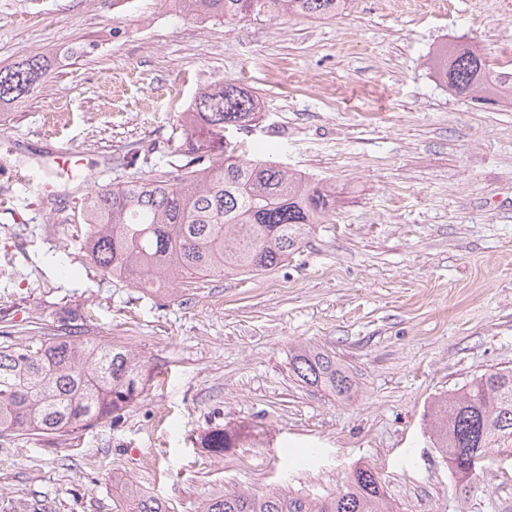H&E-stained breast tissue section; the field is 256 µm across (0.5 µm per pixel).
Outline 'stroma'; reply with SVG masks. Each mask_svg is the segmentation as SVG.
<instances>
[{
  "label": "stroma",
  "mask_w": 512,
  "mask_h": 512,
  "mask_svg": "<svg viewBox=\"0 0 512 512\" xmlns=\"http://www.w3.org/2000/svg\"><path fill=\"white\" fill-rule=\"evenodd\" d=\"M450 44L512 71V0H350L328 19H191L176 0H0V68L47 76L0 117V346L90 335L145 357L150 381L120 420L62 439L0 437V512L44 495L56 512H116L113 476L167 512L210 493L281 487L312 497L380 473L398 512H512V455L491 452L460 498L433 446L434 400L512 369V101L451 94ZM242 83L260 117L230 130L243 158H272L336 189L326 223L273 272L175 285L155 297L88 260L76 212L91 189L184 164L183 118L204 89ZM65 152L81 182L38 188ZM299 344L350 372V399L305 386ZM233 448L207 446L215 429Z\"/></svg>",
  "instance_id": "1"
}]
</instances>
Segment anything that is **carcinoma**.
<instances>
[{
	"mask_svg": "<svg viewBox=\"0 0 512 512\" xmlns=\"http://www.w3.org/2000/svg\"><path fill=\"white\" fill-rule=\"evenodd\" d=\"M348 0H178L194 19H243L260 13L332 18ZM457 95L488 94L512 101V74L497 71L472 47L436 61ZM46 75L28 59L0 69V111L12 107ZM254 96L232 81L201 92L184 118L189 160L176 175L155 170L112 187H98L79 206L90 227L84 248L106 276L147 294L176 284L198 290L210 277L272 272L298 251L331 209L326 187L294 176L269 160H244L224 141V128L246 127L256 116ZM297 380L339 398L353 380L336 356L311 345L296 348ZM150 377L147 362L122 343L95 336H52L0 347V436L63 437L114 420L136 402ZM434 447L470 498L480 463L494 448H512V369L488 370L430 408ZM235 435L213 431L208 447H233ZM120 512H166L163 504L120 476ZM200 512H394L382 479L356 467L343 488L321 498L288 488L266 493L224 491L207 497Z\"/></svg>",
	"mask_w": 512,
	"mask_h": 512,
	"instance_id": "1",
	"label": "carcinoma"
}]
</instances>
